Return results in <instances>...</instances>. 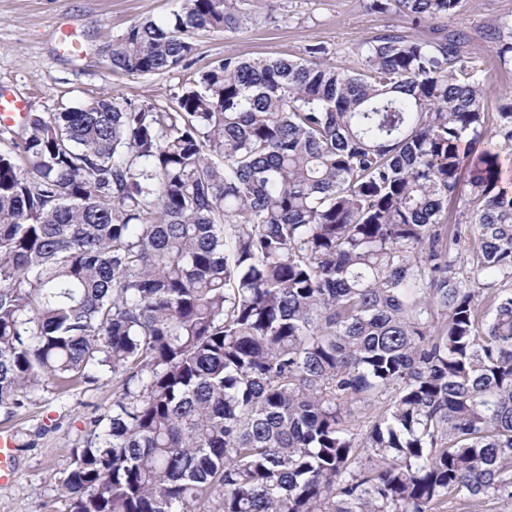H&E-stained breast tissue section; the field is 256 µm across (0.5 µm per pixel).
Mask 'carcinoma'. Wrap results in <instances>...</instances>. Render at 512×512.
<instances>
[{
  "label": "carcinoma",
  "mask_w": 512,
  "mask_h": 512,
  "mask_svg": "<svg viewBox=\"0 0 512 512\" xmlns=\"http://www.w3.org/2000/svg\"><path fill=\"white\" fill-rule=\"evenodd\" d=\"M348 73L228 56L176 106L107 92L0 147V410L112 384L70 512H468L512 498V191L461 0H365ZM248 0L104 50L188 67ZM497 134L512 141V101ZM469 185L462 197L461 185ZM459 200L467 220L447 234Z\"/></svg>",
  "instance_id": "cac0c4a2"
}]
</instances>
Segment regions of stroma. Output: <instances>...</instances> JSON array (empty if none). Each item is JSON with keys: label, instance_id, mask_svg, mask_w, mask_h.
<instances>
[{"label": "stroma", "instance_id": "1", "mask_svg": "<svg viewBox=\"0 0 512 512\" xmlns=\"http://www.w3.org/2000/svg\"><path fill=\"white\" fill-rule=\"evenodd\" d=\"M180 6L181 0H0V90L24 99L27 111L44 114L103 92L165 109L174 105L193 73L227 56L298 59L318 44L326 50L327 63L353 71L359 66L358 45L385 29L425 40L434 36L407 18L367 13L363 0H249L253 23L234 33H200L189 68L144 75L112 72L102 50L113 38L131 24L167 17ZM510 22L512 0H462L459 13L447 21L449 29L468 36L473 57L483 64L486 132L505 154L512 144L496 137L495 130L501 106L512 97V63L500 62L489 33ZM66 26L77 30L82 58L60 47L58 35ZM111 402L107 386L63 399L42 392L35 405L13 418L0 412V427L10 426L24 445L14 461V479L0 483V512H69L60 484L85 435L87 406Z\"/></svg>", "mask_w": 512, "mask_h": 512}]
</instances>
